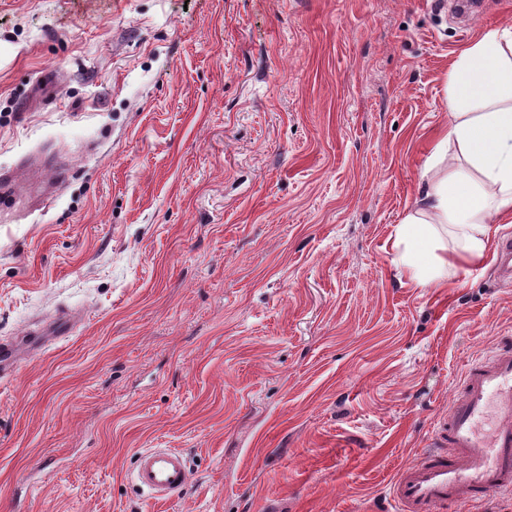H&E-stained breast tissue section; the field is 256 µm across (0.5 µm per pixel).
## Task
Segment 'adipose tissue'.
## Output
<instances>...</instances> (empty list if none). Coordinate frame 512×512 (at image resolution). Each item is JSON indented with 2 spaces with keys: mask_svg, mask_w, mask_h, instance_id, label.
Wrapping results in <instances>:
<instances>
[{
  "mask_svg": "<svg viewBox=\"0 0 512 512\" xmlns=\"http://www.w3.org/2000/svg\"><path fill=\"white\" fill-rule=\"evenodd\" d=\"M445 106L454 121L436 143L422 197L392 245L393 263L420 288L447 287L458 263L483 259L501 225L512 224V26L481 31L459 54ZM448 236L456 244L453 261ZM423 248L429 259H421Z\"/></svg>",
  "mask_w": 512,
  "mask_h": 512,
  "instance_id": "ef3b65f1",
  "label": "adipose tissue"
}]
</instances>
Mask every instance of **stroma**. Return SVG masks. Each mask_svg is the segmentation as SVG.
Masks as SVG:
<instances>
[{
    "instance_id": "1",
    "label": "stroma",
    "mask_w": 512,
    "mask_h": 512,
    "mask_svg": "<svg viewBox=\"0 0 512 512\" xmlns=\"http://www.w3.org/2000/svg\"><path fill=\"white\" fill-rule=\"evenodd\" d=\"M485 2L0 0V341L75 320L0 379V512H396L512 338L493 256L392 262ZM137 483L159 500L179 496L190 484L191 473L181 455L170 448H151L138 454Z\"/></svg>"
}]
</instances>
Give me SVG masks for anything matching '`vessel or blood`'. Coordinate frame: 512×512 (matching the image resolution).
<instances>
[{
	"label": "vessel or blood",
	"instance_id": "1",
	"mask_svg": "<svg viewBox=\"0 0 512 512\" xmlns=\"http://www.w3.org/2000/svg\"><path fill=\"white\" fill-rule=\"evenodd\" d=\"M136 480L166 500L188 487L191 473L178 451L151 448L137 457ZM390 493L397 512L512 494V347L469 365L431 450L398 471Z\"/></svg>",
	"mask_w": 512,
	"mask_h": 512
}]
</instances>
